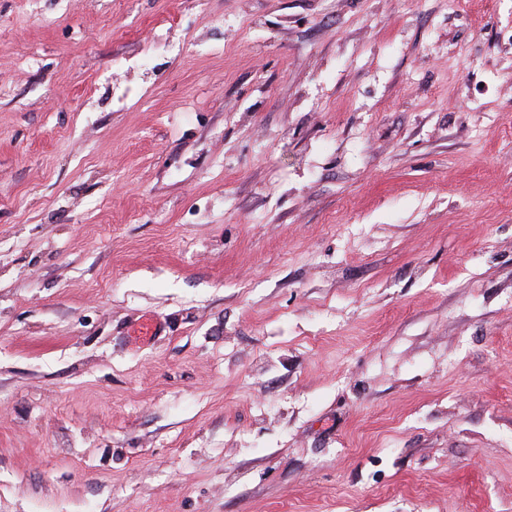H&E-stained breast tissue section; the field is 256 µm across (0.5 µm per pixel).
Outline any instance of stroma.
Wrapping results in <instances>:
<instances>
[{
	"instance_id": "1",
	"label": "stroma",
	"mask_w": 512,
	"mask_h": 512,
	"mask_svg": "<svg viewBox=\"0 0 512 512\" xmlns=\"http://www.w3.org/2000/svg\"><path fill=\"white\" fill-rule=\"evenodd\" d=\"M0 512H512V0H0Z\"/></svg>"
}]
</instances>
